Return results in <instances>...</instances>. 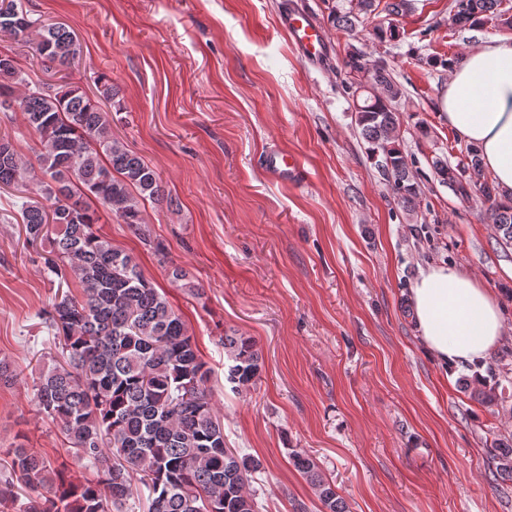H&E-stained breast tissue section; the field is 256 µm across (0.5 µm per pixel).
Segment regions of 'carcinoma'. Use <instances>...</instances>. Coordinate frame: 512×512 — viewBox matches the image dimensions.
I'll return each instance as SVG.
<instances>
[{
  "mask_svg": "<svg viewBox=\"0 0 512 512\" xmlns=\"http://www.w3.org/2000/svg\"><path fill=\"white\" fill-rule=\"evenodd\" d=\"M452 21L477 26L508 11L502 0H454ZM377 0H356L355 8L332 16L338 29L353 30L359 14L369 17ZM0 31L32 45L43 66L68 69L77 54L76 37L63 24H41L18 0H0ZM344 65L370 91L355 106L356 124L385 180L405 207L416 208L418 191L397 144L403 91L387 65L364 62L349 51ZM91 97L64 81L31 85L17 58L0 52V102L23 116L37 138L36 164L17 153L15 137L0 131V191L11 189L25 241L49 244L44 265L57 281L49 305L60 359L41 372L33 401L57 426L74 456L95 469L96 478L76 483L39 450L23 443L4 451L18 481L48 495L30 497L22 512H122L138 483L148 491L147 512H257L249 486L261 472L260 460L226 447L224 424L208 387L209 369L170 304L145 278L130 254L98 232L101 213L115 215L142 239L147 229L144 202L172 205L157 172L112 135V111H121L117 91L105 75ZM436 173L461 198L471 190L488 203L486 216L500 240L512 245V204L496 188L474 183L480 150L471 146L454 168L434 162ZM77 282L80 294L70 291ZM225 378L236 390L256 385L261 354L250 336L224 335ZM294 467L310 481L325 512L347 505L307 454L292 450ZM496 473L512 478V448L494 446ZM14 483L0 482V512L15 504Z\"/></svg>",
  "mask_w": 512,
  "mask_h": 512,
  "instance_id": "carcinoma-1",
  "label": "carcinoma"
}]
</instances>
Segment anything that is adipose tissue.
<instances>
[{
  "instance_id": "obj_1",
  "label": "adipose tissue",
  "mask_w": 512,
  "mask_h": 512,
  "mask_svg": "<svg viewBox=\"0 0 512 512\" xmlns=\"http://www.w3.org/2000/svg\"><path fill=\"white\" fill-rule=\"evenodd\" d=\"M439 108L462 140L480 147L485 168L511 198L512 36L469 50L452 69ZM409 305L424 347L447 366L484 359L507 332L495 298L450 266L421 270Z\"/></svg>"
}]
</instances>
